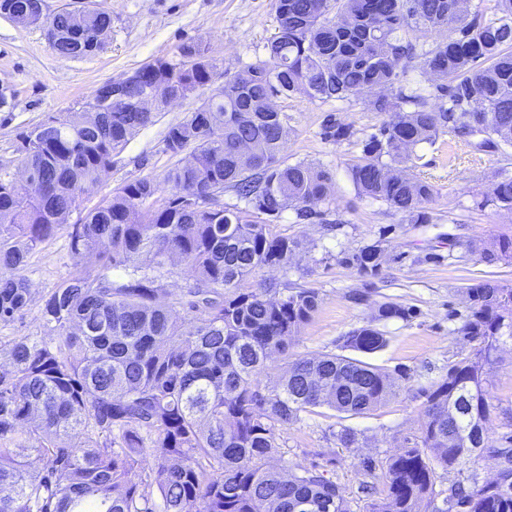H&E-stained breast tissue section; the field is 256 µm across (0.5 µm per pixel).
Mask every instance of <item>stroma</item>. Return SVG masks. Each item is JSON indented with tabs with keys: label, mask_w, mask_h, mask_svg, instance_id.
I'll use <instances>...</instances> for the list:
<instances>
[{
	"label": "stroma",
	"mask_w": 512,
	"mask_h": 512,
	"mask_svg": "<svg viewBox=\"0 0 512 512\" xmlns=\"http://www.w3.org/2000/svg\"><path fill=\"white\" fill-rule=\"evenodd\" d=\"M112 13V29L104 48L88 57L62 58L53 53L41 28L22 27L0 17V84L10 87L9 105L0 108V172L17 167L19 135L51 116L66 112L88 99L101 83L123 77L159 57H173L184 42H209L214 65L210 83L197 87L179 104L158 113L153 125L139 130L112 159L95 195L73 212L78 222L101 198L127 182L162 179L176 159L166 149L168 126L185 121L224 82L225 76L264 60L265 47L276 32L275 0H102ZM278 109L295 129L283 153L287 162L305 161L326 169L333 183V198L322 221H299L294 208L278 220V234L303 239L307 252L288 269H265L255 279L276 288H312L321 302L291 345L290 358L338 353V339L362 325L368 305L351 295L366 291L372 302L393 301L414 307L410 321H388L383 329L389 342L371 355L373 364L400 374L399 391L392 400L363 416L342 417L328 408L303 414L299 423L281 430L278 465L287 471L318 466L340 486L351 512H365L369 503L361 487L378 485L392 455L407 439L419 435L422 391L441 381L448 364L469 353L457 333L465 314L463 286L490 279L512 287V263L489 266L469 253L467 244L512 233V213L484 204L498 171L512 175V147L502 154H474L441 134L434 146L422 147L424 164L414 176L432 182L437 194L428 209L430 224L406 223L386 204L359 198L349 168L361 154L358 145L326 138L328 119L367 130L385 116L366 111L357 99L323 103L302 95L281 97ZM386 237L391 260L376 277H366L342 265L343 253ZM456 248H449V240ZM439 261L426 260V253ZM75 271L68 231L41 244L24 271L35 298L14 322L0 325V338H51L43 323L39 301L51 288ZM493 408L487 423L486 448L464 466L438 470L435 491L449 489L468 475L494 479L499 463L492 450L503 434L512 432V342L504 341L501 359L491 375ZM348 426L358 433L360 445L344 448L336 434ZM372 460L366 471L364 460Z\"/></svg>",
	"instance_id": "1"
}]
</instances>
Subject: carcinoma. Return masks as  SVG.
Wrapping results in <instances>:
<instances>
[{"label": "carcinoma", "mask_w": 512, "mask_h": 512, "mask_svg": "<svg viewBox=\"0 0 512 512\" xmlns=\"http://www.w3.org/2000/svg\"><path fill=\"white\" fill-rule=\"evenodd\" d=\"M41 2L0 6L38 15ZM275 13L266 59L225 78L223 96L168 127L167 150L189 148V156L161 182L126 183L78 224H68L72 209L157 113L111 103L95 119L68 111L57 125L23 134L20 165L30 183L15 188L0 178V324L33 302L22 271L34 250L68 228L77 270L42 298L50 340L0 341V512H350L317 466L287 475L270 465L278 430L314 408L364 415L396 396L398 383L344 355L288 360L318 292L247 285L303 251L301 240L273 232L285 205L312 220L333 192L327 170L285 161L293 128L270 101L355 97L388 115L370 133L338 120L326 134L361 146L350 169L360 196L409 224H431L435 186L410 173L421 145L448 132L473 152L512 146V0H275ZM49 27L61 34L50 44L56 55L91 56L112 14L100 4L65 11ZM448 30L455 36H444ZM209 53L203 39L177 50ZM417 57L432 98L393 92ZM226 188L245 207L183 206ZM485 202L512 212V176L498 175ZM477 251L487 265L510 263L512 237ZM88 254L99 268L83 265ZM389 260L381 237L340 262L374 277ZM177 263L194 277L180 312L161 300V282ZM463 294L458 334L471 352L422 392L421 435L389 459L381 486L368 489L367 512H512L511 434L494 450L497 480L470 476L441 499L434 489L437 469L485 448L489 374L503 338L512 340V288L480 280ZM415 316L397 302L374 304L340 348L374 354L388 343L381 323ZM281 360L283 375L260 388L256 376ZM146 457L151 466L132 481Z\"/></svg>", "instance_id": "cac0c4a2"}]
</instances>
